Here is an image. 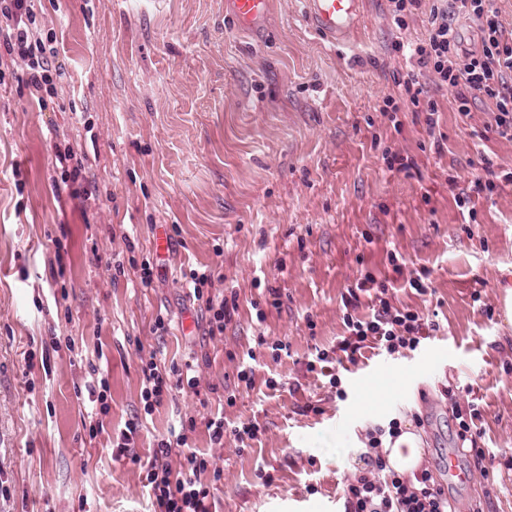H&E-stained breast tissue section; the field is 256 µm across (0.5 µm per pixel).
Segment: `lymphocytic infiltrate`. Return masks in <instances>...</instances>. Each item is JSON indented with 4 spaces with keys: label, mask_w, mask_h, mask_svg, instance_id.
<instances>
[{
    "label": "lymphocytic infiltrate",
    "mask_w": 512,
    "mask_h": 512,
    "mask_svg": "<svg viewBox=\"0 0 512 512\" xmlns=\"http://www.w3.org/2000/svg\"><path fill=\"white\" fill-rule=\"evenodd\" d=\"M459 15L476 21L481 38L479 51L462 49L454 24ZM36 17L34 0H0V46L24 63L30 93L40 99L54 91L64 70L55 61L56 50L46 48ZM394 49L409 51L415 69L403 82L402 99H387V111H400L402 103H409L414 111L424 113L428 131H435L439 109L430 90L445 89L464 116L475 101H492L494 117L488 129L512 141V31L499 20L492 0H445L444 4L432 6L425 37L409 46L396 43ZM186 279L195 300L205 303L208 336L223 335L239 310L237 298L216 300L207 296L211 271L193 269ZM393 290L389 280L362 272L342 297L344 330L335 346L317 347L309 353L307 372L327 377L338 399L346 397L340 365L358 364L369 349L389 355L416 350L438 330V323L424 313L394 307ZM365 296L370 298L371 308L362 315L358 308ZM141 370V402L148 415L172 399L175 391L196 386L195 377L176 367L158 366L151 358L143 360ZM139 431V422L126 423L112 441V457L141 464L152 512H216L211 488L200 479L207 472L217 482L223 477L211 456L189 451L182 456L180 470H173L172 443L161 438L156 440L148 460H141L136 451ZM402 432L397 419L368 429L364 445L358 450L360 465L341 489L344 512H456L447 494L436 485L429 467L421 466L407 474L390 466L383 451L384 441L397 439Z\"/></svg>",
    "instance_id": "1"
}]
</instances>
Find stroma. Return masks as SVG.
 I'll list each match as a JSON object with an SVG mask.
<instances>
[{
	"instance_id": "1",
	"label": "stroma",
	"mask_w": 512,
	"mask_h": 512,
	"mask_svg": "<svg viewBox=\"0 0 512 512\" xmlns=\"http://www.w3.org/2000/svg\"><path fill=\"white\" fill-rule=\"evenodd\" d=\"M432 5L423 0L401 29L391 0H365L340 48L305 21L301 0H274L255 34L233 25L224 0H41L65 69L46 108L20 63L0 56V512H149L141 467L112 459L113 435L137 418L141 458L161 437L213 453L224 470L217 512H344L342 482L372 424L420 415L423 462L441 473L457 445L446 382L482 412L490 512H512V338L498 311L512 270V183L456 202L484 161L512 172V141L473 139L492 123L491 103L463 116L443 89L441 143L411 108L384 110L410 68L392 46L425 36ZM65 147L86 158L91 184L63 185L55 155ZM387 151L412 167L389 169ZM391 251L406 270L429 269L433 289H397L394 305L437 311L440 329L405 356L370 353L338 399L305 361L342 335L341 297L361 271L393 277ZM109 260L119 272H106ZM208 267L214 299L234 293L239 304L215 339L181 278ZM270 287L280 307L266 305ZM259 335L287 342V355L256 347ZM54 337L70 347L51 349ZM250 350L248 389L236 374ZM429 352L437 366L405 376ZM149 357L193 361L197 387L148 416ZM94 376L108 382L110 412L92 439L83 389ZM309 398L319 414L299 412ZM208 410L262 432L244 450L230 435L211 448Z\"/></svg>"
}]
</instances>
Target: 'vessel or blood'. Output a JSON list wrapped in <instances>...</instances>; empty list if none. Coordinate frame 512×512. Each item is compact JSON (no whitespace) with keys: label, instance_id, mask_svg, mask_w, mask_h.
Returning <instances> with one entry per match:
<instances>
[{"label":"vessel or blood","instance_id":"vessel-or-blood-1","mask_svg":"<svg viewBox=\"0 0 512 512\" xmlns=\"http://www.w3.org/2000/svg\"><path fill=\"white\" fill-rule=\"evenodd\" d=\"M271 0H225L224 9L244 30H256L264 25L270 12ZM308 22L322 36L339 47L348 46L361 21V0H303ZM443 474L449 483L466 485L471 472L461 466L455 454H448Z\"/></svg>","mask_w":512,"mask_h":512}]
</instances>
